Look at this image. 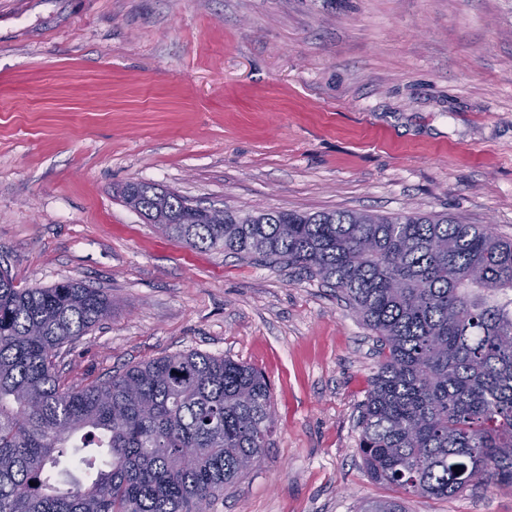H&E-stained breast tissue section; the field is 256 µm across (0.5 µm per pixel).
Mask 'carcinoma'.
<instances>
[{
  "label": "carcinoma",
  "instance_id": "cac0c4a2",
  "mask_svg": "<svg viewBox=\"0 0 512 512\" xmlns=\"http://www.w3.org/2000/svg\"><path fill=\"white\" fill-rule=\"evenodd\" d=\"M161 233L304 271L380 343L358 420L368 476L451 498L512 489V240L446 214L243 212L129 182ZM112 312L81 281L0 271V512H195L239 483L276 423L265 374L180 351L69 386L55 357ZM359 512H405L399 499Z\"/></svg>",
  "mask_w": 512,
  "mask_h": 512
}]
</instances>
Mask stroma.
I'll return each instance as SVG.
<instances>
[{
  "label": "stroma",
  "instance_id": "obj_1",
  "mask_svg": "<svg viewBox=\"0 0 512 512\" xmlns=\"http://www.w3.org/2000/svg\"><path fill=\"white\" fill-rule=\"evenodd\" d=\"M141 181L243 211L445 212L512 239V0H0V268L112 313L60 349L77 384L177 351L270 380L263 461L209 512H512L367 475L378 345L335 290L161 234Z\"/></svg>",
  "mask_w": 512,
  "mask_h": 512
}]
</instances>
